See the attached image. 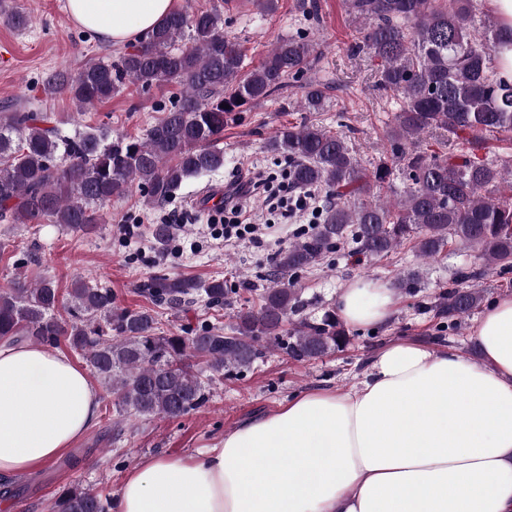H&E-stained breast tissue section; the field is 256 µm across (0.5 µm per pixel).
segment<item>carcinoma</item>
<instances>
[{
  "label": "carcinoma",
  "instance_id": "obj_1",
  "mask_svg": "<svg viewBox=\"0 0 512 512\" xmlns=\"http://www.w3.org/2000/svg\"><path fill=\"white\" fill-rule=\"evenodd\" d=\"M355 30L350 52L376 65V87L400 102L389 132L393 159L363 166L345 138L320 125L283 127L268 149L288 159V184L325 198L317 228L288 245L261 289L258 306L237 311L224 329L213 323L193 336L161 327L157 309L178 311L199 295L222 307L233 289L214 279L155 278L145 284L152 306L115 305L112 290L76 278L67 294L44 278L34 287L15 279L0 290V340H33L78 353L109 385L118 415L174 419L204 406L213 383L250 369L274 347L295 360L321 358L350 342L336 312L318 321L289 322L296 289L286 276L319 264L353 238L367 259L407 243L433 258L457 238L484 267L512 268V160L484 154L490 140L512 139V83L498 77V22L481 32L472 0H346ZM217 9L174 12L116 64L91 62L55 70L42 80L47 95L84 109L112 98L125 80L142 90L175 83L178 96L143 136L109 137L94 130L68 134L44 112L0 107V219L13 224H65L88 232L100 208L141 187L148 202L172 198L182 182L224 168L213 143L224 126L292 81L299 106L323 112L329 86L306 77L314 49L300 31L280 38L261 63L245 71V54L224 30ZM229 108H223V105ZM438 132L442 146L463 141L464 153L426 151L422 135ZM408 181L392 203L381 190L394 170ZM458 286L440 294L437 315L455 321L481 307L482 291ZM105 489L68 487L51 512H111Z\"/></svg>",
  "mask_w": 512,
  "mask_h": 512
}]
</instances>
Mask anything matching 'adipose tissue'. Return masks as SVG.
I'll return each instance as SVG.
<instances>
[{"label":"adipose tissue","instance_id":"obj_1","mask_svg":"<svg viewBox=\"0 0 512 512\" xmlns=\"http://www.w3.org/2000/svg\"><path fill=\"white\" fill-rule=\"evenodd\" d=\"M72 19L115 45L137 40L174 0H68ZM394 298L355 280L349 327L386 322ZM475 336L483 360L413 341L381 349L347 392L307 390L184 461L143 460L116 512H512V295ZM100 394L67 357L0 344V476L60 457L94 424Z\"/></svg>","mask_w":512,"mask_h":512}]
</instances>
